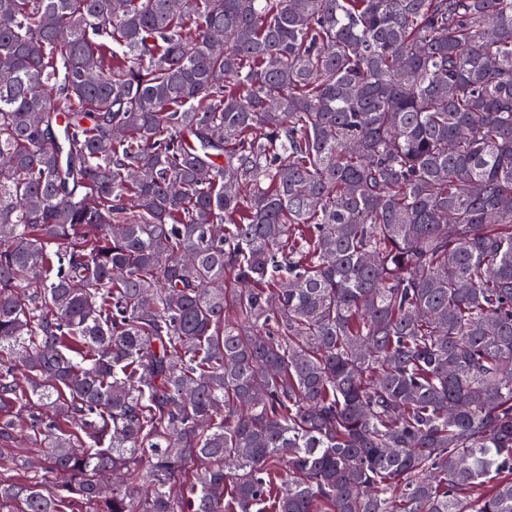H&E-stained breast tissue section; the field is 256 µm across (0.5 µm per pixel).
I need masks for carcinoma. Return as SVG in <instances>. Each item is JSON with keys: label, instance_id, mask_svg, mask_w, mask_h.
<instances>
[{"label": "carcinoma", "instance_id": "cac0c4a2", "mask_svg": "<svg viewBox=\"0 0 512 512\" xmlns=\"http://www.w3.org/2000/svg\"><path fill=\"white\" fill-rule=\"evenodd\" d=\"M18 437L0 512H512V0H0Z\"/></svg>", "mask_w": 512, "mask_h": 512}]
</instances>
